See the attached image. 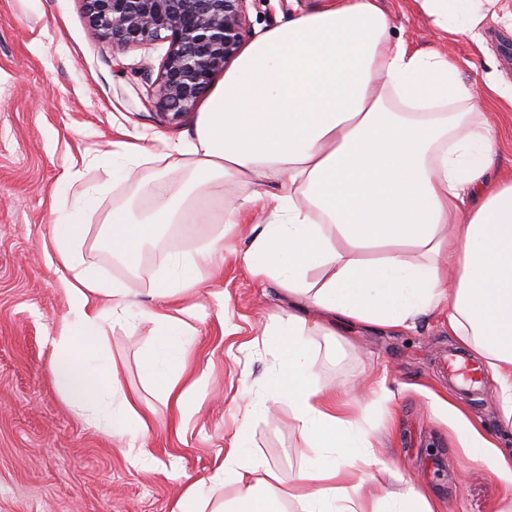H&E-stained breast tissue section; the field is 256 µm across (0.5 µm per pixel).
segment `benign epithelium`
<instances>
[{"label": "benign epithelium", "mask_w": 512, "mask_h": 512, "mask_svg": "<svg viewBox=\"0 0 512 512\" xmlns=\"http://www.w3.org/2000/svg\"><path fill=\"white\" fill-rule=\"evenodd\" d=\"M94 29L114 49L168 44L153 98L177 120L195 110L250 34L249 0H82Z\"/></svg>", "instance_id": "1"}]
</instances>
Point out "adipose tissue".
Wrapping results in <instances>:
<instances>
[{
    "label": "adipose tissue",
    "mask_w": 512,
    "mask_h": 512,
    "mask_svg": "<svg viewBox=\"0 0 512 512\" xmlns=\"http://www.w3.org/2000/svg\"><path fill=\"white\" fill-rule=\"evenodd\" d=\"M444 32L471 33L497 0H415ZM379 0H337L335 8L302 14L258 34L217 83L190 139L174 145L180 167L194 177L158 213L113 215L107 234L114 256L136 262L161 225L189 208L207 217V188L225 179L277 185L273 207L257 193L224 213L230 225H251L243 261L252 276L273 281L288 299V316L266 327L274 364L244 419L267 402L287 400L297 429L315 452L294 484L252 453L238 430L209 478L190 484L173 512H382L361 485L342 486L349 467L380 466L369 435L351 420L338 390L315 381L310 342L332 336L337 323L365 329L414 327L418 318L447 311L448 329L484 359L500 384V404L512 420V175L489 186L496 156L494 127L473 115V86L455 65L392 39ZM120 170L105 169L85 185L65 167L60 183L73 193L68 220L52 246L70 310L54 340L53 383L71 410L106 424L140 447L151 418L126 396L116 363L103 347L104 311L130 313L127 289L110 283L81 258L83 224L100 188L113 175L137 177L152 192L168 174L159 156L123 143ZM378 251L367 259V251ZM168 274L146 318L156 325L142 366L172 416L184 417L197 387L188 370L190 332L177 302L196 286L193 257L165 259ZM474 457L512 475V453L449 407ZM233 485L236 494L222 492Z\"/></svg>",
    "instance_id": "1"
}]
</instances>
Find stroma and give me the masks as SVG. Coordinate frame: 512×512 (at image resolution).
<instances>
[{
    "mask_svg": "<svg viewBox=\"0 0 512 512\" xmlns=\"http://www.w3.org/2000/svg\"><path fill=\"white\" fill-rule=\"evenodd\" d=\"M332 2L251 0V29L266 30ZM380 4L392 38L449 57L464 81L481 83L491 75L512 88V0H499L475 40L438 31L413 0ZM166 50L158 43L115 51L89 23L82 0H0V512H173L185 479L207 477L223 461L241 406L273 363L271 348L258 336L287 302L246 269V234L224 232L220 223L242 193L237 184H211L210 222L166 225L136 263L114 257L107 246L113 213L152 212L181 191L188 172L177 168L161 196L143 192L138 179L103 191L86 221L81 251L87 265L129 289L146 309L156 304L152 290L165 256L179 250L196 259L200 281L186 321L198 385L182 425H171L141 368V354L155 338L149 320L105 322V345L124 392L154 413L146 459L128 456L111 431L78 418L48 373L52 339L69 311L53 253L45 248L70 205L59 178L73 162L84 182L99 181L105 165H123L119 144L127 137L163 153L190 135L195 113L176 120L160 115L139 73L143 63L159 65ZM480 110L497 132L494 183L512 170V104L493 95ZM217 238L222 250L209 252ZM314 348L319 384L354 395L350 414L386 465L383 492L416 485L440 512H503L512 478L473 459L437 404L451 401L500 447L512 449V426L491 371L483 370L474 391L448 379L449 350L469 359L474 353L449 331L447 313L420 317L407 330L343 328L338 336L317 338ZM248 440L288 481L312 455L284 401L252 418Z\"/></svg>",
    "mask_w": 512,
    "mask_h": 512,
    "instance_id": "obj_1",
    "label": "stroma"
}]
</instances>
